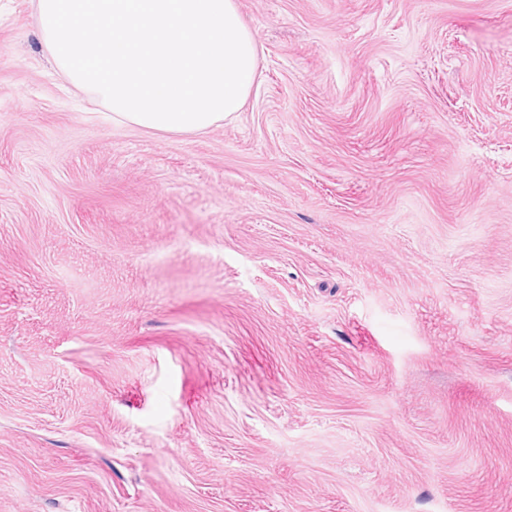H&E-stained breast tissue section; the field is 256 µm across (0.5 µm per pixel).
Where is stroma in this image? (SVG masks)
Listing matches in <instances>:
<instances>
[{
  "instance_id": "1",
  "label": "stroma",
  "mask_w": 512,
  "mask_h": 512,
  "mask_svg": "<svg viewBox=\"0 0 512 512\" xmlns=\"http://www.w3.org/2000/svg\"><path fill=\"white\" fill-rule=\"evenodd\" d=\"M200 134L0 0V512H512V0H237Z\"/></svg>"
}]
</instances>
